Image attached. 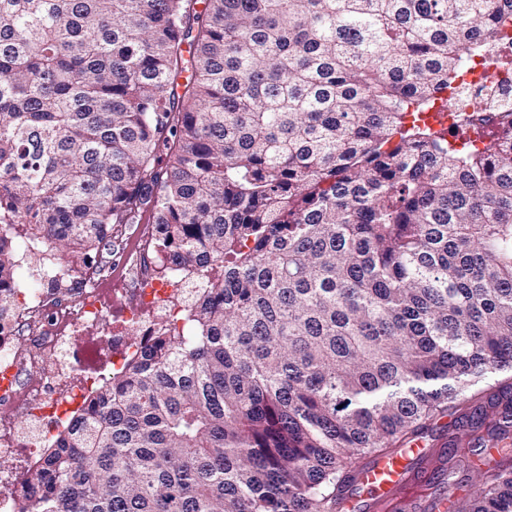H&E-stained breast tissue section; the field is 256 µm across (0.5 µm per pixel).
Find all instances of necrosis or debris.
I'll list each match as a JSON object with an SVG mask.
<instances>
[{
  "mask_svg": "<svg viewBox=\"0 0 512 512\" xmlns=\"http://www.w3.org/2000/svg\"><path fill=\"white\" fill-rule=\"evenodd\" d=\"M457 82L469 91L465 114H484V97L495 90L512 101V72L498 68L493 55L473 57ZM151 235H144L125 273L138 281L136 299L120 317L107 308L117 290L111 270L85 271L44 257L36 269L19 268L9 286L24 297L11 320L0 322V398L11 400L16 417L0 420V512H12V493L26 484L41 464L45 447L64 431L70 406L90 398L100 379L104 356L113 362L138 357L143 339L155 335L186 301L188 275L167 270L162 258H150ZM36 324L25 349L12 341L22 328Z\"/></svg>",
  "mask_w": 512,
  "mask_h": 512,
  "instance_id": "necrosis-or-debris-1",
  "label": "necrosis or debris"
}]
</instances>
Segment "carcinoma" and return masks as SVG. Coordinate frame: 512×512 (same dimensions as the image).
Listing matches in <instances>:
<instances>
[{
  "label": "carcinoma",
  "mask_w": 512,
  "mask_h": 512,
  "mask_svg": "<svg viewBox=\"0 0 512 512\" xmlns=\"http://www.w3.org/2000/svg\"><path fill=\"white\" fill-rule=\"evenodd\" d=\"M512 0H0V279L122 224L198 278L15 512H341L444 417L512 428V116L471 154L408 116ZM398 142H393L394 137ZM454 512H512V468Z\"/></svg>",
  "instance_id": "1"
}]
</instances>
